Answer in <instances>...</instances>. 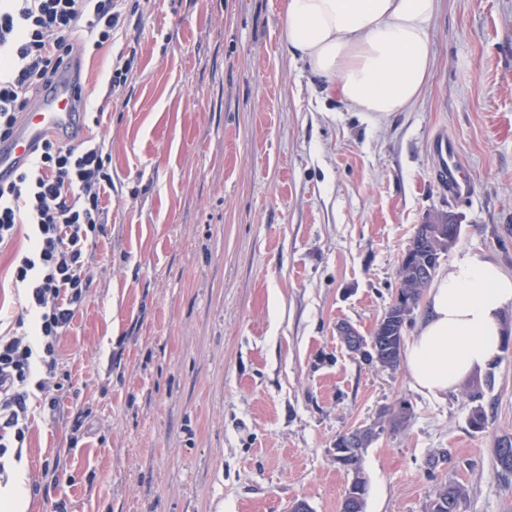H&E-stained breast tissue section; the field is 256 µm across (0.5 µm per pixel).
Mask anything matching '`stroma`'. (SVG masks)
I'll return each instance as SVG.
<instances>
[{"instance_id": "obj_1", "label": "stroma", "mask_w": 512, "mask_h": 512, "mask_svg": "<svg viewBox=\"0 0 512 512\" xmlns=\"http://www.w3.org/2000/svg\"><path fill=\"white\" fill-rule=\"evenodd\" d=\"M285 2L147 0L85 55L111 155L108 231L58 342L65 388L51 411L31 398L24 448L1 461L0 486L23 471L28 512H340L337 437L403 401L409 421L363 454L365 512H428L444 483L466 486L465 512H512L493 453L512 436V344L437 399L338 335L372 336L430 213L461 226L438 273L464 252L512 272V0H439L432 75L384 118L288 55ZM119 59L127 81L112 89ZM443 135L474 183L463 202L436 178ZM27 232L0 249V336L26 304L13 260Z\"/></svg>"}]
</instances>
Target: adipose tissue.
Listing matches in <instances>:
<instances>
[{"label": "adipose tissue", "mask_w": 512, "mask_h": 512, "mask_svg": "<svg viewBox=\"0 0 512 512\" xmlns=\"http://www.w3.org/2000/svg\"><path fill=\"white\" fill-rule=\"evenodd\" d=\"M438 0H288L283 40L356 112H403L432 70ZM512 309V273L481 253L456 256L434 281L407 344L412 387L439 398L496 362Z\"/></svg>", "instance_id": "ef3b65f1"}]
</instances>
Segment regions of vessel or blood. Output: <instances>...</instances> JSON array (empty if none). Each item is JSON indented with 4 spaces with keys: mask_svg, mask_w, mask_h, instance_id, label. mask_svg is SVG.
Returning a JSON list of instances; mask_svg holds the SVG:
<instances>
[{
    "mask_svg": "<svg viewBox=\"0 0 512 512\" xmlns=\"http://www.w3.org/2000/svg\"><path fill=\"white\" fill-rule=\"evenodd\" d=\"M87 86L78 60H71L56 81L54 91L24 113L13 136L0 141V182H10L16 172L50 139L79 140L84 133L81 105ZM432 147L441 159L438 177L450 200L469 197L473 183L459 157L453 138L435 139Z\"/></svg>",
    "mask_w": 512,
    "mask_h": 512,
    "instance_id": "b4317fda",
    "label": "vessel or blood"
}]
</instances>
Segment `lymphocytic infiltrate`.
Instances as JSON below:
<instances>
[{
    "label": "lymphocytic infiltrate",
    "mask_w": 512,
    "mask_h": 512,
    "mask_svg": "<svg viewBox=\"0 0 512 512\" xmlns=\"http://www.w3.org/2000/svg\"><path fill=\"white\" fill-rule=\"evenodd\" d=\"M138 2L0 0V136L33 107L69 55L110 45ZM109 167L96 137L49 142L0 187V245L21 224L29 226L31 242L14 259V283L26 292L19 332L0 336V459L24 445L32 393L57 402L56 345L89 286L88 251L107 233L102 195L112 185Z\"/></svg>",
    "instance_id": "lymphocytic-infiltrate-1"
}]
</instances>
